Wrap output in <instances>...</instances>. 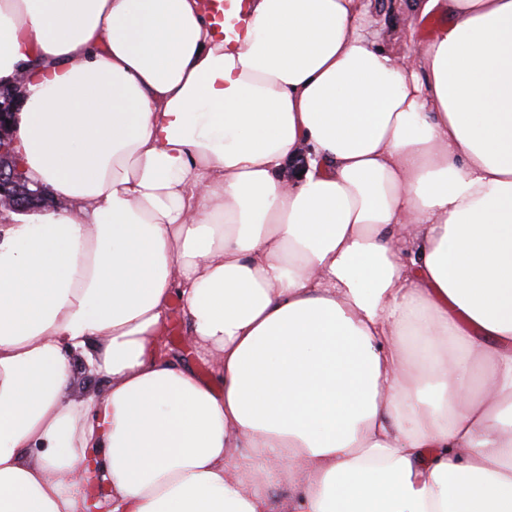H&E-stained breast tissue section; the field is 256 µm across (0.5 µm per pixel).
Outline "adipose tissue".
Listing matches in <instances>:
<instances>
[{"label":"adipose tissue","mask_w":512,"mask_h":512,"mask_svg":"<svg viewBox=\"0 0 512 512\" xmlns=\"http://www.w3.org/2000/svg\"><path fill=\"white\" fill-rule=\"evenodd\" d=\"M231 9L0 0V512H512V0ZM16 106L14 95L0 101V212L2 209L23 212L47 201L43 191L30 188L12 147ZM170 317L172 322L177 326V332L175 336H178L174 341L169 337V334L161 336L159 339V350L164 354H179L181 352L180 346H182L179 336H182V320H183V308L179 304H172Z\"/></svg>","instance_id":"obj_1"}]
</instances>
